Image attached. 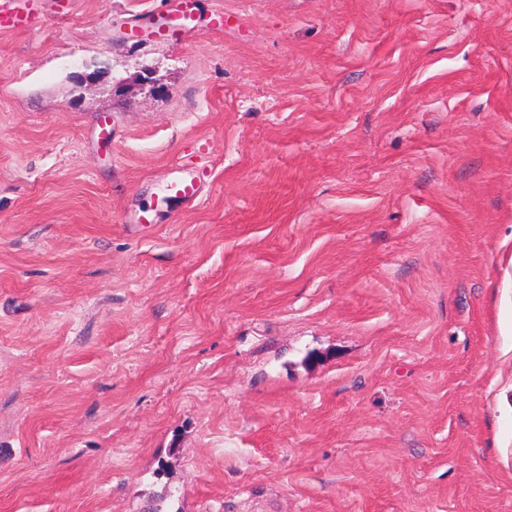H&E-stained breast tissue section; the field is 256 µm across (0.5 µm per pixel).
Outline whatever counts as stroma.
<instances>
[{
  "mask_svg": "<svg viewBox=\"0 0 512 512\" xmlns=\"http://www.w3.org/2000/svg\"><path fill=\"white\" fill-rule=\"evenodd\" d=\"M177 6L0 31V512H512V0ZM168 187L176 196L186 200L197 199L201 191L200 184L194 177L183 174L173 177Z\"/></svg>",
  "mask_w": 512,
  "mask_h": 512,
  "instance_id": "1",
  "label": "stroma"
}]
</instances>
